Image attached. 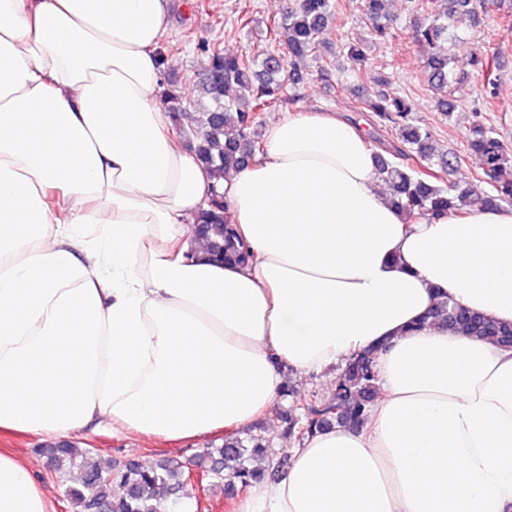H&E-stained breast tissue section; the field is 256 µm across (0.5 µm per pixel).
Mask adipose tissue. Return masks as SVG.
Wrapping results in <instances>:
<instances>
[{
  "label": "adipose tissue",
  "instance_id": "adipose-tissue-1",
  "mask_svg": "<svg viewBox=\"0 0 512 512\" xmlns=\"http://www.w3.org/2000/svg\"><path fill=\"white\" fill-rule=\"evenodd\" d=\"M169 11L0 0V430L240 431L284 367L368 352L366 424L293 448L238 512H512V349L422 321L445 294L512 323V209L403 215L361 122L287 112L224 182L253 262H211V179L160 104ZM0 512H53L1 451Z\"/></svg>",
  "mask_w": 512,
  "mask_h": 512
}]
</instances>
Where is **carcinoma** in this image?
<instances>
[{"mask_svg":"<svg viewBox=\"0 0 512 512\" xmlns=\"http://www.w3.org/2000/svg\"><path fill=\"white\" fill-rule=\"evenodd\" d=\"M390 0H360V11L372 22L374 35L388 37L382 20L388 17ZM446 7L415 23L414 38L429 49L425 68L429 86L441 98L438 105L448 110V92L453 78L449 58L437 51L448 34V25L463 22L475 7L497 4V0H442ZM337 0H299L296 8L283 15L272 32L288 47V57L270 53L264 59L227 54L221 43L204 37L194 39L195 49L203 56L199 73V98L190 103L178 87L169 85L161 104L169 112L174 126L195 133L197 160L215 179L214 188L224 191V178L263 152L257 133L261 114L283 104L300 100L304 73L294 61L312 54L327 25L337 11ZM205 111L206 128L194 127L190 108ZM357 112H370L391 132L397 145L392 159H379V175L390 191L393 202L408 214H441L467 205L499 207L512 202V180L503 171L512 162L495 130L475 124L467 137L469 151L482 161L477 183L461 188L441 182L434 167L447 168L450 160L433 161L430 132L415 124L412 109L401 97H392L380 89L357 100ZM225 197L219 195L209 208L199 212L197 223L204 225L199 234L210 259L226 265L245 266L254 258L252 246L237 226L227 222ZM425 318L464 336L512 344V323L499 322L479 312L453 305L448 297L437 301ZM378 389L374 362L368 355L347 362L336 377L328 397L314 391L300 393L287 384L281 397L290 401L287 409L266 417L264 424L281 429L290 443L333 425L359 428L365 424ZM59 477L71 466L81 469L80 483L65 488L67 499L76 512H159L160 501L169 503V512H182L188 470L178 458H166L153 466L134 461L105 468L87 448L50 443L41 448ZM271 448L265 438L253 431L224 436L219 447L209 446L190 460L222 484L228 494L244 492L252 483L269 474L266 467L254 468L252 461L270 459Z\"/></svg>","mask_w":512,"mask_h":512,"instance_id":"obj_1","label":"carcinoma"}]
</instances>
